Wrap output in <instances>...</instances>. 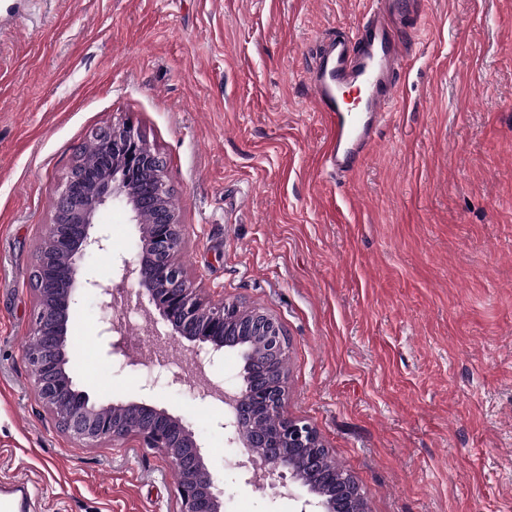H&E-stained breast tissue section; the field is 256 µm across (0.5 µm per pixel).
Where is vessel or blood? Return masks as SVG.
Wrapping results in <instances>:
<instances>
[{
  "label": "vessel or blood",
  "instance_id": "vessel-or-blood-1",
  "mask_svg": "<svg viewBox=\"0 0 512 512\" xmlns=\"http://www.w3.org/2000/svg\"><path fill=\"white\" fill-rule=\"evenodd\" d=\"M404 59V40L380 17H373L356 39L336 38L310 77L322 114V160L337 172L359 164L393 102ZM33 486L24 477L0 480V512H27Z\"/></svg>",
  "mask_w": 512,
  "mask_h": 512
}]
</instances>
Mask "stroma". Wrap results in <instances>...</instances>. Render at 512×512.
Masks as SVG:
<instances>
[{
    "mask_svg": "<svg viewBox=\"0 0 512 512\" xmlns=\"http://www.w3.org/2000/svg\"><path fill=\"white\" fill-rule=\"evenodd\" d=\"M374 0H0V476L31 512H179L136 439L88 447L23 360L29 284L59 183L93 128L129 119L167 162L194 287L277 319L284 412L310 423L366 512H512V0H421L399 89L362 164L321 162L308 69ZM112 284L138 238L101 217ZM78 297L79 390L150 399L199 435L224 512H298L245 484L224 416L187 381L144 391Z\"/></svg>",
    "mask_w": 512,
    "mask_h": 512,
    "instance_id": "obj_1",
    "label": "stroma"
}]
</instances>
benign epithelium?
<instances>
[{"label":"benign epithelium","instance_id":"1","mask_svg":"<svg viewBox=\"0 0 512 512\" xmlns=\"http://www.w3.org/2000/svg\"><path fill=\"white\" fill-rule=\"evenodd\" d=\"M98 140L100 166L84 168L75 160L60 186L54 218L47 225L35 265L37 293L56 298L54 310L37 309L32 335L40 352L25 357L35 392L53 414L58 427L85 445L135 437L141 447L159 451L183 472L177 491L180 512H224V489L209 471L195 432L179 416L145 400L97 404L75 387L67 368V348L77 290L96 293L101 307H115L116 290L136 287L138 309L144 328L160 335L161 323L174 339L191 344L195 371L206 377L207 370L224 351L237 350L243 360L242 383L228 388L209 381L204 395L224 411V431L231 444L247 449L238 463L245 482L258 485L269 478L279 484V496L301 502L300 512H360L363 494L352 478H343L321 466L328 454L317 431L306 421L283 411V378L264 375L262 365L286 355L289 341L283 327L258 310L241 316L235 302H207L191 288L177 254L184 245L177 210L166 204L173 194L166 163L161 154L143 139L129 120L111 122L91 131ZM122 203L136 224L151 215L152 236L139 242L138 251L121 258L115 267L119 282L104 286L81 277L80 261L109 250V238L94 234L102 212L113 201ZM66 258L65 271L57 269L58 258ZM241 339H224L229 327ZM101 334L108 341V354L126 364L147 367L150 362L133 357L124 336L123 323L110 317L102 321ZM259 340L261 354L251 341ZM133 411L144 419L143 428L126 431L124 414ZM263 411L278 418L274 432L247 430L246 420ZM262 448L258 454L255 449ZM203 472L207 484L199 487L190 472Z\"/></svg>","mask_w":512,"mask_h":512}]
</instances>
